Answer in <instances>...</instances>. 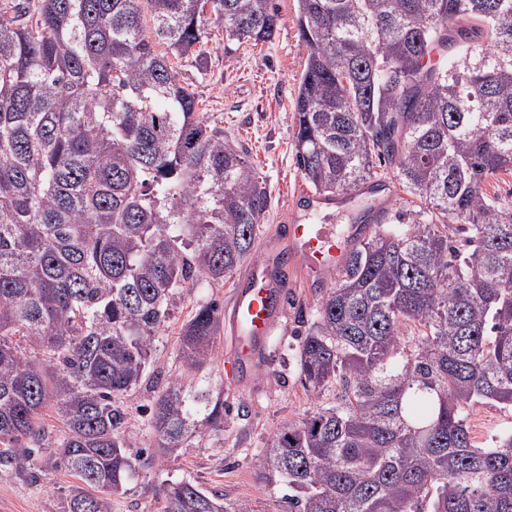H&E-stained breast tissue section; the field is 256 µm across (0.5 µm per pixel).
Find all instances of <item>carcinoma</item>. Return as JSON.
Wrapping results in <instances>:
<instances>
[{
    "mask_svg": "<svg viewBox=\"0 0 512 512\" xmlns=\"http://www.w3.org/2000/svg\"><path fill=\"white\" fill-rule=\"evenodd\" d=\"M278 18L272 0L0 3V465H41L52 409V466L83 483L64 512H106L138 479L121 396L183 289L230 277L267 209L180 60L212 23L255 45ZM297 23L305 180L349 193L383 160L420 209L331 277L296 362L339 402L275 433L264 471L284 512H512V430L479 448L467 425L477 403L512 409V206L483 188L512 171V0H297ZM220 316L210 300L182 325L188 372L215 357ZM150 427L165 469L224 430L222 392L175 380ZM156 496L161 512H251L185 477Z\"/></svg>",
    "mask_w": 512,
    "mask_h": 512,
    "instance_id": "cac0c4a2",
    "label": "carcinoma"
}]
</instances>
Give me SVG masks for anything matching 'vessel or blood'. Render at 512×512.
<instances>
[{
	"label": "vessel or blood",
	"mask_w": 512,
	"mask_h": 512,
	"mask_svg": "<svg viewBox=\"0 0 512 512\" xmlns=\"http://www.w3.org/2000/svg\"><path fill=\"white\" fill-rule=\"evenodd\" d=\"M287 238L299 271L309 282L323 281L342 268L359 237L356 225L335 232L325 225L293 218L282 225L258 261L240 274L241 285L224 309V333L230 343L225 365L239 388L250 390L268 366L270 339L280 329L291 283L277 261L279 238Z\"/></svg>",
	"instance_id": "obj_1"
}]
</instances>
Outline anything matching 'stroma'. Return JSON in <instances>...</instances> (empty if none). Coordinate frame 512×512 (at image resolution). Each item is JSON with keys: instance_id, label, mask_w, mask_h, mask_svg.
<instances>
[{"instance_id": "stroma-1", "label": "stroma", "mask_w": 512, "mask_h": 512, "mask_svg": "<svg viewBox=\"0 0 512 512\" xmlns=\"http://www.w3.org/2000/svg\"><path fill=\"white\" fill-rule=\"evenodd\" d=\"M273 4L279 20L271 40L229 51L221 29L214 27L203 47L204 64H197L190 56L183 59L181 67L182 79L192 85L208 119L247 151L251 164L266 180L269 203L251 254L255 260L262 257L274 227L288 223L296 212V195L310 188L295 164L292 146L294 100L306 67L307 49L299 34L297 0H273ZM377 173L384 186L382 192L360 190L344 195L341 206L309 215L308 223L331 225L340 231L382 200L388 202L392 214L413 210L412 198L392 167L381 164ZM288 273L292 280L288 313L273 339L272 361L256 389L243 394L231 387L224 366L226 344L217 340V355L207 372L223 392L224 429L204 432L185 443L169 470L197 481L203 489L222 492L227 501L247 502L251 512H281L283 487L259 477L263 450L270 438L283 424L301 420L316 406L335 403L340 394L333 387L313 394L299 380L294 354L302 333L314 320L323 291L309 287L296 267H289ZM236 284L232 276L220 286L204 282L185 289L179 308L156 344L148 379L123 396L130 414L125 438L131 448L155 447L147 409L168 382L187 375L179 354L182 324L202 302L212 299L227 304ZM467 424L475 443L490 448L503 430L512 427V410L479 403L470 410ZM166 473L153 464L141 466L136 486L123 496L111 498L109 512H160L155 489ZM78 483V478L52 466L37 472L26 463L0 467V512H62L68 488Z\"/></svg>"}]
</instances>
